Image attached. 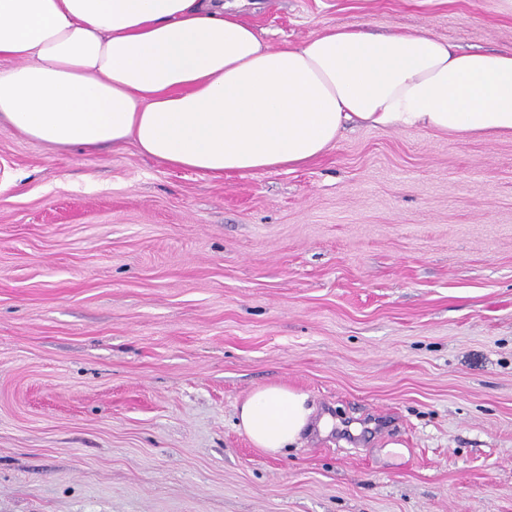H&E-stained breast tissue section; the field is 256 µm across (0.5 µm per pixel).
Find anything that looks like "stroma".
I'll list each match as a JSON object with an SVG mask.
<instances>
[{
	"label": "stroma",
	"mask_w": 512,
	"mask_h": 512,
	"mask_svg": "<svg viewBox=\"0 0 512 512\" xmlns=\"http://www.w3.org/2000/svg\"><path fill=\"white\" fill-rule=\"evenodd\" d=\"M512 48V0H248ZM333 420L286 454L236 408ZM0 512H512V135L348 125L215 179L0 123ZM237 426L255 448L280 454L312 430L316 410L306 394L283 385L254 389L237 407Z\"/></svg>",
	"instance_id": "1"
}]
</instances>
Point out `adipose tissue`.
<instances>
[{
  "label": "adipose tissue",
  "mask_w": 512,
  "mask_h": 512,
  "mask_svg": "<svg viewBox=\"0 0 512 512\" xmlns=\"http://www.w3.org/2000/svg\"><path fill=\"white\" fill-rule=\"evenodd\" d=\"M0 121L56 150L134 142L220 177L306 165L344 125L512 134V50L459 53L422 32L332 28L262 41L237 0H0ZM237 426L279 454L316 410L254 389Z\"/></svg>",
  "instance_id": "adipose-tissue-1"
}]
</instances>
